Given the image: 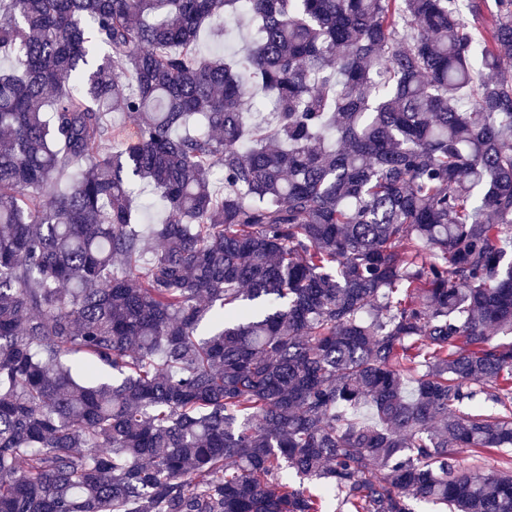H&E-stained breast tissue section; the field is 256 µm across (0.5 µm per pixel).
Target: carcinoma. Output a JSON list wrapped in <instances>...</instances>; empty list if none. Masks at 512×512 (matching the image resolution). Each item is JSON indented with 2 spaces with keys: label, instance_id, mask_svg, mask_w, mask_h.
I'll return each instance as SVG.
<instances>
[{
  "label": "carcinoma",
  "instance_id": "1",
  "mask_svg": "<svg viewBox=\"0 0 512 512\" xmlns=\"http://www.w3.org/2000/svg\"><path fill=\"white\" fill-rule=\"evenodd\" d=\"M494 5L0 0V512H512Z\"/></svg>",
  "mask_w": 512,
  "mask_h": 512
}]
</instances>
